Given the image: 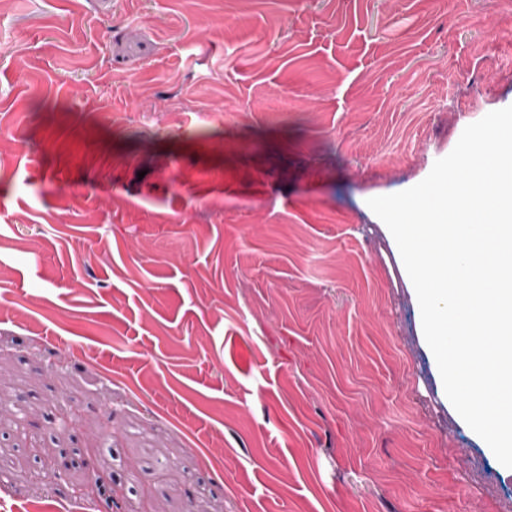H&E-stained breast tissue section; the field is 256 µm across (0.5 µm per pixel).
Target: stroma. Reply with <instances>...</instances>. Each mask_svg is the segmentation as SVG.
Instances as JSON below:
<instances>
[{
  "instance_id": "obj_1",
  "label": "stroma",
  "mask_w": 512,
  "mask_h": 512,
  "mask_svg": "<svg viewBox=\"0 0 512 512\" xmlns=\"http://www.w3.org/2000/svg\"><path fill=\"white\" fill-rule=\"evenodd\" d=\"M510 105L512 0H10L0 512H512L367 205Z\"/></svg>"
}]
</instances>
